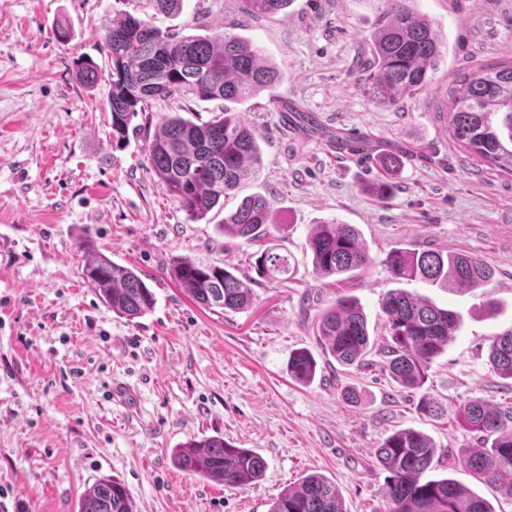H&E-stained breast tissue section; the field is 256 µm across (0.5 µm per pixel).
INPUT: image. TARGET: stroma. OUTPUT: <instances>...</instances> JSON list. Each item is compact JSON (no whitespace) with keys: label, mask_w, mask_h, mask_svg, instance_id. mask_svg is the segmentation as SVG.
Wrapping results in <instances>:
<instances>
[{"label":"stroma","mask_w":512,"mask_h":512,"mask_svg":"<svg viewBox=\"0 0 512 512\" xmlns=\"http://www.w3.org/2000/svg\"><path fill=\"white\" fill-rule=\"evenodd\" d=\"M414 5L447 33L449 54L433 83L393 107L371 100L359 71L383 23L381 0H292L272 20L250 17L240 0H184L178 15H157L163 29L262 44L288 72L280 97L319 118L292 133L268 95L240 105L259 136L261 176L192 221L153 176L144 134L112 140L102 28L138 13L139 0H0V512H77L103 476L123 481L134 512H269L311 473L335 483L345 512H383L386 473L373 452L391 432L422 431L453 458L480 445L455 420L461 404L512 407V380L488 364L490 337L512 328V175L461 149L442 120L458 73L512 58V0ZM81 56L98 67L94 86L76 77ZM349 128L418 152L386 200L369 191L381 176L376 159L330 151L332 133ZM255 192L284 226L277 242L296 260L287 280L259 275L264 242L221 228ZM331 220L355 225L372 259L352 278L313 271L309 234ZM407 244L467 251L494 276L468 291L394 281L384 260ZM88 247L137 269L154 308L130 318L104 306L82 277ZM175 256L252 280L253 306L197 305L165 273ZM397 287L460 317L425 384L444 410L438 418L417 411V394L384 363L381 301ZM341 295L367 317L368 368L340 365L317 342L321 312ZM299 348L317 361L312 382L288 374ZM116 385L130 389V403L113 399ZM347 386L361 404L345 402ZM209 436L259 453L263 478L224 487L173 465L172 449Z\"/></svg>","instance_id":"obj_1"}]
</instances>
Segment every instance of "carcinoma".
Listing matches in <instances>:
<instances>
[{
    "mask_svg": "<svg viewBox=\"0 0 512 512\" xmlns=\"http://www.w3.org/2000/svg\"><path fill=\"white\" fill-rule=\"evenodd\" d=\"M154 14L130 12L103 28L102 49L112 63L108 96L112 138L126 139L133 120L145 116L150 124L151 102L179 96L185 100L247 101L270 93L285 72L255 41L235 34L182 35L157 27L158 14L180 13L183 0H146ZM291 0H242L243 10L255 18L271 17ZM384 23L371 38L368 92L376 101L393 106L417 94L433 81L434 71L448 53L447 38L411 0H382ZM78 78L88 86L98 73L90 59L77 62ZM448 126L454 140L479 159L512 174V61L488 63L457 77L447 104ZM150 169L167 196L191 220L205 218L240 185L258 178L262 163L259 136L240 113L228 109L207 120L193 121L179 114L165 117L146 141ZM406 156L383 153L387 173L403 168ZM276 225L270 201L261 194L244 197L224 215V236L248 242L269 236ZM314 273L343 276L364 270L371 257L352 224H317L309 240ZM260 274L270 281L290 273V257L269 246L257 258ZM386 266L395 281L418 279L457 289L483 288L493 270L466 251L394 248ZM167 274L196 304L204 308L240 311L253 305L250 285L217 265L174 257ZM82 275L113 311L136 318L151 311L155 293L138 271L102 253L85 260ZM389 341L386 366L393 380L420 390L438 357L458 329L459 315L428 298L403 288L387 292L382 301ZM318 336L325 352L345 366L359 367L369 353L366 316L357 301L339 296L320 315ZM491 370L512 379V329L489 338ZM312 353L297 349L288 358V374L297 381L314 378ZM416 409L432 417L443 410L427 392ZM459 425L479 434L480 448H464L460 464L475 477L512 499V413L502 414L488 402L474 399L456 410ZM437 448L426 434L413 429L391 433L375 449L379 465L388 473L384 512H494L478 494L449 477L431 478L426 472ZM174 465L189 476L242 488L259 480L266 469L258 453L236 448L218 436L193 439L172 451ZM78 512H134L133 501L117 478L103 476L87 487ZM270 512H345L336 484L309 474L283 490Z\"/></svg>",
    "mask_w": 512,
    "mask_h": 512,
    "instance_id": "1",
    "label": "carcinoma"
}]
</instances>
